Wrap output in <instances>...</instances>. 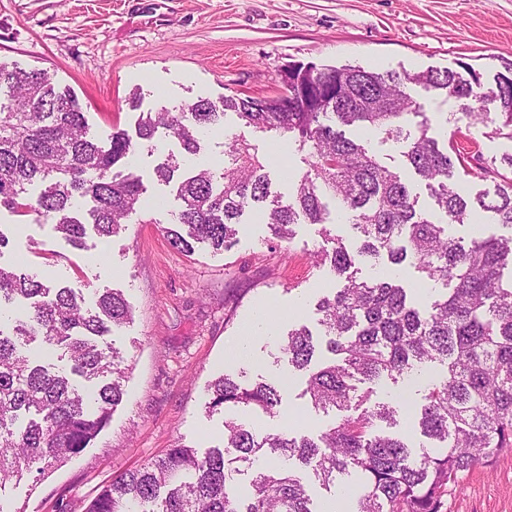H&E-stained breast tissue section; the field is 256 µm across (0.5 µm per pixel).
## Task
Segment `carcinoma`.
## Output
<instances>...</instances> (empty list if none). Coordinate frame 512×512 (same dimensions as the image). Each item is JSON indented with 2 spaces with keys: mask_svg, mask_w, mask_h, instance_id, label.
<instances>
[{
  "mask_svg": "<svg viewBox=\"0 0 512 512\" xmlns=\"http://www.w3.org/2000/svg\"><path fill=\"white\" fill-rule=\"evenodd\" d=\"M290 68L296 82L274 96L165 107L141 117L135 140L112 129L105 148L88 136L78 99L47 72L0 64V87L13 98L0 104V207L53 224L74 249L85 246L89 228L107 240L141 209L140 176L116 168L138 150L153 151L160 127L196 155L201 131L231 112L256 132L292 141L307 170L285 202L272 190L269 158L243 138L229 142L219 173L182 174L178 157L167 154L154 174L174 184L181 201L176 227L166 231L170 248L191 252L198 242L224 252L238 242L248 212L261 217L279 246L291 242L294 225L319 224L326 245L315 264L337 283L316 303L323 342L296 325L282 338L277 360L304 378L300 396L311 410L339 420L316 436L260 434L237 413L280 415L287 382L225 374L210 385V409H224L223 447L203 457L190 446L169 448L101 486L85 512H323L313 506L301 470L327 491L341 475L360 473L351 512H440L463 476L512 454V279L504 278L512 271V233L468 239L449 233L486 213L512 230V178L492 194L465 196L454 181L462 152L439 146L425 118L413 134L399 124L413 110L405 85L414 83L458 101H481L480 122L512 139V68L497 76L489 94L479 92L474 72L464 79L452 70ZM346 127L378 129L404 143L405 167L425 182L434 208L419 207L402 173L346 136ZM87 198L93 206L84 212L76 200ZM328 198L349 214L347 242L328 227ZM385 260L409 262L442 294L421 309L415 289L359 275L357 263ZM16 299L30 313L13 336L0 330V488L32 471H52L89 447L111 422L130 374L105 341L132 319L122 292L107 290L87 306L68 286L0 266V303ZM33 343L59 353L69 371L24 354ZM419 367L433 374L416 411L428 444L415 450L388 432L398 410L372 396L382 379L408 377ZM261 458L269 464L254 469L249 495L239 496L238 477Z\"/></svg>",
  "mask_w": 512,
  "mask_h": 512,
  "instance_id": "obj_1",
  "label": "carcinoma"
}]
</instances>
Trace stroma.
<instances>
[{"label":"stroma","instance_id":"obj_1","mask_svg":"<svg viewBox=\"0 0 512 512\" xmlns=\"http://www.w3.org/2000/svg\"><path fill=\"white\" fill-rule=\"evenodd\" d=\"M0 62L44 69L69 87L83 106L90 135L106 140L113 127L135 132L140 112L207 98L272 96L294 63L317 67L358 65L376 71L416 73L469 66L484 88L512 65V0H0ZM140 92V108L127 99ZM407 93L429 119L440 142L479 151L456 182L465 194L493 190L479 163L512 174L504 159L512 140L490 135L466 103L416 85ZM242 135L261 154H284L287 169L269 166L273 184L289 192L307 166L287 138L243 127L235 115L204 134L199 157L221 169L232 137ZM154 153H139L140 220L108 240L91 236L71 248L52 225L0 208L9 244L0 264L21 266L41 279L74 288L86 299L117 289L134 310L131 323L109 340L132 366L121 405L91 447L45 476L31 474L0 490V512H85L88 500L112 476L140 467L178 444L207 451L221 447L223 412L206 414L207 386L224 374H287L277 362L281 338L295 324L318 330L315 303L335 286L313 254L323 244L316 226L300 224L289 248L275 249L262 220L244 216L237 245L215 252L196 245L191 255L170 249L165 231L180 206L153 168L160 155L179 152L165 129ZM273 310L264 329L251 325ZM248 350L235 356L237 342ZM301 381L288 386L277 417L252 416L260 433L298 424L315 435L328 417L306 411ZM422 386L384 381L378 401L398 409L396 430L418 444L414 414ZM442 512H512V455L465 476Z\"/></svg>","mask_w":512,"mask_h":512}]
</instances>
